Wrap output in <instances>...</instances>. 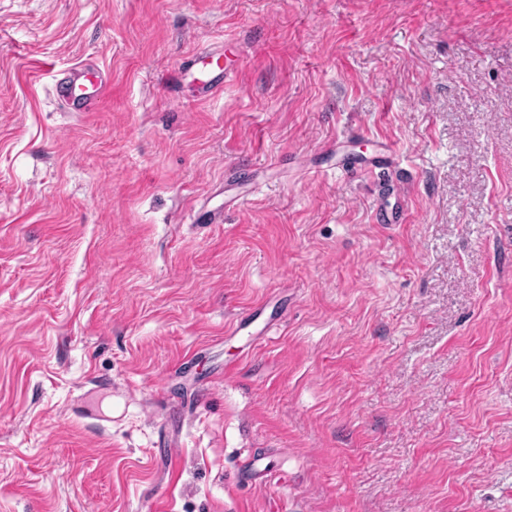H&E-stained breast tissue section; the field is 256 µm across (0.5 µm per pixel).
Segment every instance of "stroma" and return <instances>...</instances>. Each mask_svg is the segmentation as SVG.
Wrapping results in <instances>:
<instances>
[{"instance_id":"35a3bbf8","label":"stroma","mask_w":512,"mask_h":512,"mask_svg":"<svg viewBox=\"0 0 512 512\" xmlns=\"http://www.w3.org/2000/svg\"><path fill=\"white\" fill-rule=\"evenodd\" d=\"M158 504L512 512V0H0V512ZM200 60L206 63L207 69L204 73H200L199 77H196L194 81L198 96L200 98H206L215 88L223 85L224 81L228 80L231 75L228 74L227 69L224 68L221 55L195 59L191 65L185 67V73L193 74ZM55 82L57 100L68 112H93L110 83L108 73L92 67L71 68L59 74Z\"/></svg>"}]
</instances>
